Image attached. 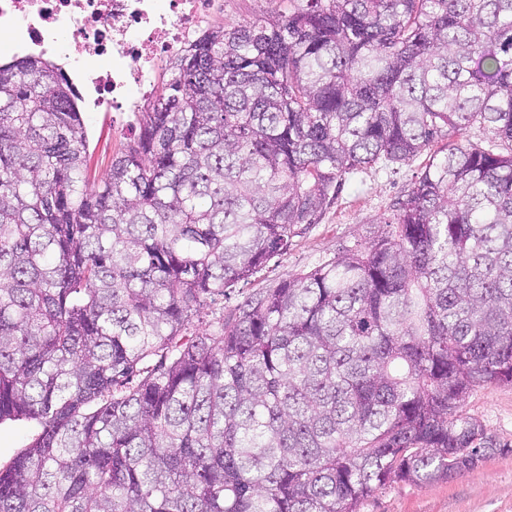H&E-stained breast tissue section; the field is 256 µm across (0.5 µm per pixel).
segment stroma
<instances>
[{"mask_svg": "<svg viewBox=\"0 0 512 512\" xmlns=\"http://www.w3.org/2000/svg\"><path fill=\"white\" fill-rule=\"evenodd\" d=\"M289 6V0H224V15L214 24L230 28L261 15L287 12ZM132 118L129 112L84 113L91 181L104 179L113 155L129 144L132 134L128 123ZM425 161L421 155L403 164L346 177L320 222L295 236L288 252L272 258L251 281L217 297L207 309L208 316L232 309L255 289L333 259L342 247L368 240L380 231L381 219L391 214ZM463 410L478 418L499 440L512 443L511 385L470 393ZM360 512H512V450L498 453L475 470L450 480L385 486L364 501Z\"/></svg>", "mask_w": 512, "mask_h": 512, "instance_id": "35a3bbf8", "label": "stroma"}]
</instances>
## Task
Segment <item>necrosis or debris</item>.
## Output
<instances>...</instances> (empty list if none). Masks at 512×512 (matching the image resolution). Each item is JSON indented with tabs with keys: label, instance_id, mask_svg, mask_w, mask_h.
I'll use <instances>...</instances> for the list:
<instances>
[{
	"label": "necrosis or debris",
	"instance_id": "1",
	"mask_svg": "<svg viewBox=\"0 0 512 512\" xmlns=\"http://www.w3.org/2000/svg\"><path fill=\"white\" fill-rule=\"evenodd\" d=\"M223 10V0H0V38L60 58L91 109L138 112L158 91V62Z\"/></svg>",
	"mask_w": 512,
	"mask_h": 512
}]
</instances>
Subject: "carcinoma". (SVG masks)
<instances>
[{"instance_id":"cac0c4a2","label":"carcinoma","mask_w":512,"mask_h":512,"mask_svg":"<svg viewBox=\"0 0 512 512\" xmlns=\"http://www.w3.org/2000/svg\"><path fill=\"white\" fill-rule=\"evenodd\" d=\"M177 56L104 181L57 64L0 65V512H359L512 445V0H292ZM475 128L503 146L471 141ZM385 229L200 319L345 176ZM463 410L478 418L487 431L501 441L512 443V386L478 389L463 402ZM38 430L35 421L16 420L0 424V467L3 468L12 458L32 441Z\"/></svg>"}]
</instances>
